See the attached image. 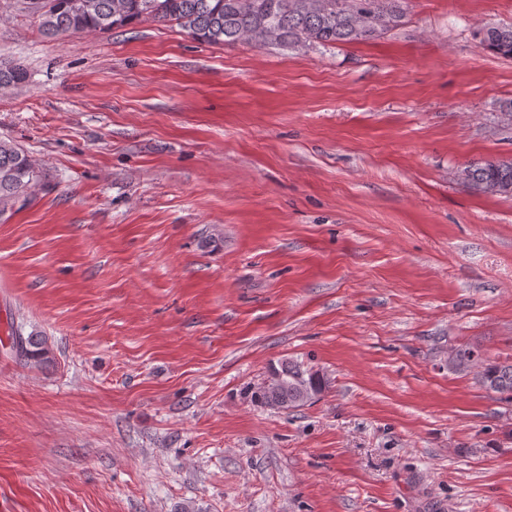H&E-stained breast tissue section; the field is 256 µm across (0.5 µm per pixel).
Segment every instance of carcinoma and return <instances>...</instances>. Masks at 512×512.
Listing matches in <instances>:
<instances>
[{
  "mask_svg": "<svg viewBox=\"0 0 512 512\" xmlns=\"http://www.w3.org/2000/svg\"><path fill=\"white\" fill-rule=\"evenodd\" d=\"M22 10L36 16L42 34L57 39L67 34H108L135 21L176 22L194 40L207 44L254 43L283 48L375 40L397 27L401 0H19ZM484 46L512 57V26L481 27ZM26 81L18 66L0 65V91ZM471 188L512 196V162L468 166L461 172ZM46 174L22 150L0 140V220L17 204L31 202L45 184ZM20 354L46 359L45 339L16 336ZM448 367L478 369L485 389L512 396V364L490 362L472 347H459ZM326 388L320 374L298 362L271 366L255 398L279 410H293L316 399Z\"/></svg>",
  "mask_w": 512,
  "mask_h": 512,
  "instance_id": "obj_1",
  "label": "carcinoma"
}]
</instances>
